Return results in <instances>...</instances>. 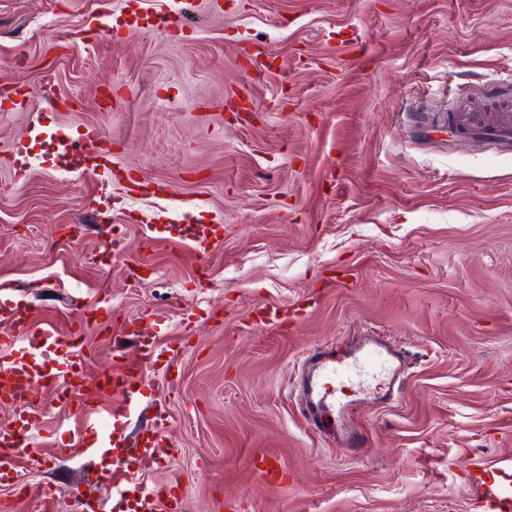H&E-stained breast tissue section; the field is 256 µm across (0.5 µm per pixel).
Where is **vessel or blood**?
Instances as JSON below:
<instances>
[{
	"label": "vessel or blood",
	"instance_id": "b4317fda",
	"mask_svg": "<svg viewBox=\"0 0 512 512\" xmlns=\"http://www.w3.org/2000/svg\"><path fill=\"white\" fill-rule=\"evenodd\" d=\"M183 20V11L168 9L160 12L149 27L173 37L182 30ZM56 103V97L49 94L36 97L0 92V110L5 112H31L38 116L55 109ZM54 145L59 153L80 154L85 170L111 178L112 142L100 131L87 132L79 139L59 135ZM98 313L95 307L81 308L74 315L75 329L71 335L59 336L50 328L34 326L24 303H0V400L22 401L39 383L60 399L76 404L84 415L88 408L81 396L83 389L91 387L122 397V404L113 407L110 420L99 424L102 445L113 451L112 464L102 475V487L120 499L133 496L136 512H182L181 495L140 481L143 473L161 463L157 446L160 436L167 431L166 424L157 425L153 437L143 442L132 460L122 456L127 438L115 424L116 418L131 411L124 399L133 387L153 383L158 363L154 341L147 337L142 342L145 362L140 372L89 373L82 337L89 328L105 332L111 327L110 321L100 319ZM19 336L32 337L37 344V357L27 358L15 349ZM404 364L401 347L380 337L351 344L340 353L323 347L312 349L299 378L306 421L325 437L336 439L341 448L358 456L364 454L367 436L350 418L363 395L361 380L366 376L377 378V392L391 396ZM41 422L39 411L25 410L18 413L12 425L0 426V481L9 478V469L17 459L33 452L32 438ZM470 478L485 512H512V461H504L491 470L476 468Z\"/></svg>",
	"mask_w": 512,
	"mask_h": 512
}]
</instances>
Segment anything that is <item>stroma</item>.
<instances>
[{"label": "stroma", "instance_id": "1", "mask_svg": "<svg viewBox=\"0 0 512 512\" xmlns=\"http://www.w3.org/2000/svg\"><path fill=\"white\" fill-rule=\"evenodd\" d=\"M162 3L0 0V78L78 97L42 122L111 135L114 172L101 193L29 140L16 178L30 116L0 117V299L63 334L105 302L94 373L140 360L124 332L139 317L181 343L175 389L142 388L120 424L135 442L167 412L174 457L146 481L179 484L186 512H481L472 462L512 458V145L448 116L512 107V0H195L176 39L127 28ZM146 224L161 237L137 281ZM264 305L286 323L252 324ZM364 336L412 358L396 401L360 409L369 448L352 457L308 425L292 379L311 349ZM22 409L43 414L36 457L0 500L41 512L48 485L69 512L104 467L96 431L45 390L0 403V425ZM263 456L279 485L255 475Z\"/></svg>", "mask_w": 512, "mask_h": 512}]
</instances>
